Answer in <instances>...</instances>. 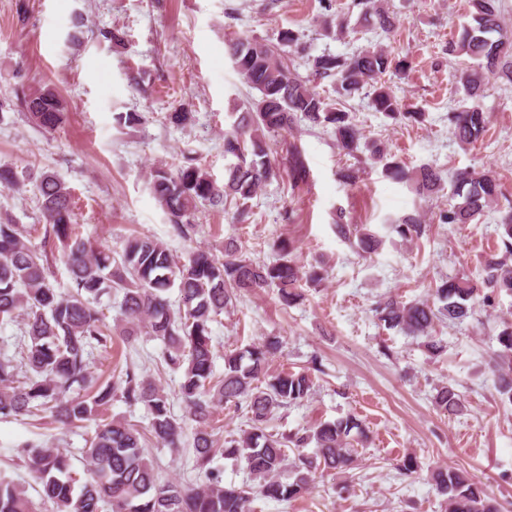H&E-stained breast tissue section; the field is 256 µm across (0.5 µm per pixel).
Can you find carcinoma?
I'll list each match as a JSON object with an SVG mask.
<instances>
[{
    "mask_svg": "<svg viewBox=\"0 0 512 512\" xmlns=\"http://www.w3.org/2000/svg\"><path fill=\"white\" fill-rule=\"evenodd\" d=\"M501 2L469 0L471 23L448 45V54L464 58L460 80L466 99L472 101L448 111L451 133L465 145L478 141L489 123V114L480 106L486 80L493 76L512 83V39L502 32ZM358 5L366 26L384 32L394 26L395 16L381 0H358ZM298 41V35L287 28L279 32L275 44L240 38L229 45L235 69L258 95L232 128L224 131V155L237 160L224 187H218L189 156L174 172L163 167L151 171L152 194L180 238L189 239L196 232L190 217L202 203L229 201L236 206L238 221L244 222L251 213L249 201L280 170L286 171L292 188L307 178V165L296 143L286 144L280 160L271 147V139L292 129L299 117L313 127L332 129L337 145L348 156L357 159L361 149L368 150L370 160L382 164L386 177L411 183L419 196L427 199L444 190V179L435 169L410 170L388 160L377 143L361 144L362 134L345 110L346 100L363 92L369 107L384 117L424 123L426 113L404 107L382 81L391 70L397 74L409 70L411 61L397 60L384 48L369 45L348 56H317L310 62L311 76L304 77L291 67ZM326 78L335 85L334 97L320 94L311 84L313 79ZM22 103L28 119L46 132L65 122L67 106L47 85L23 94ZM23 185L24 178L15 167L0 166L1 187L19 191ZM38 192L41 227L0 221V322L22 325L13 353L0 354V418L48 416L66 426L96 422L81 449L87 465L83 481L60 449L34 441L22 446V466L36 479L40 498L51 502L54 512H103L106 506L109 512H247L254 493L288 501L308 492L319 470L355 468L357 446L366 440L364 422L355 415L289 433L267 431L280 409L309 401L312 373H324L320 356L312 355L302 371L272 372L270 362L282 346L273 336L225 352L224 375L214 371L211 323L233 307L241 294L274 288L280 305L290 308L304 300L300 282L316 286L324 279L321 271L298 264L287 240L274 244L276 257L270 262L249 257L232 241L224 244L221 259L196 249L181 260L167 244L149 236L129 237L116 252L95 247L76 233L74 201L64 181L45 173ZM497 197L498 179L493 173L461 170L451 182L448 209L441 213V220L445 224L477 222ZM335 227L342 239L357 240L363 253H374L381 245L368 228L344 223L341 211L336 213ZM497 229L503 256L486 260L481 284L466 276L448 277L428 298L411 302L383 294L373 307L377 320L407 336L425 338L427 352L441 355L445 346L433 335L435 322H461L472 314L477 300L489 307L495 295L512 294V207L501 216ZM390 230L413 242L424 235L426 224L417 214L390 225ZM35 233L40 237L38 245L32 242ZM58 261L70 276L64 292L54 285ZM172 288L179 293L175 309L167 297ZM114 295L121 297L126 321L121 335L161 340L160 364L182 371L178 396L185 407L183 418L174 416L168 396L150 377L130 367L105 384L94 376L92 350L109 353L116 335L95 305L102 297ZM496 341L499 392L512 403V322L503 323ZM117 397L144 405L151 416L149 428L121 417H103ZM434 403L446 413L463 406L461 396L446 385L437 390ZM224 404L242 411L249 429L221 444L215 435V413ZM187 420L195 423L193 455L202 482L162 483L147 457V442L175 445ZM309 446L313 451L304 452ZM290 450L297 452L291 463ZM219 453L245 463L257 484H224L221 471L213 467ZM431 480L443 497L444 512H500L481 483L465 471L440 467ZM0 512H35L24 484L0 477Z\"/></svg>",
    "mask_w": 512,
    "mask_h": 512,
    "instance_id": "cac0c4a2",
    "label": "carcinoma"
}]
</instances>
